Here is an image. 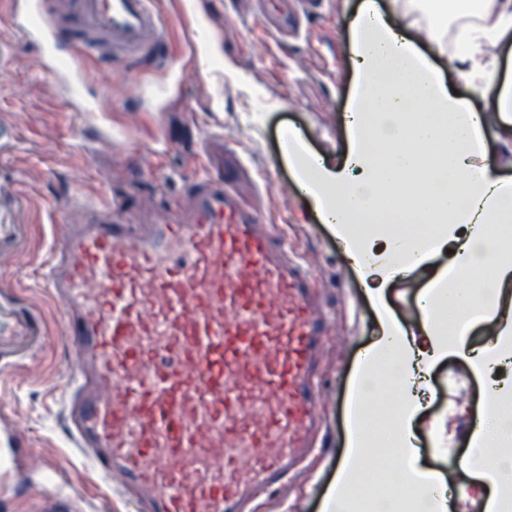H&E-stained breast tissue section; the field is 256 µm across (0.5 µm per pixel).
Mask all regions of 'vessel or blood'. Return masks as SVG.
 I'll return each mask as SVG.
<instances>
[{
	"label": "vessel or blood",
	"instance_id": "b4317fda",
	"mask_svg": "<svg viewBox=\"0 0 512 512\" xmlns=\"http://www.w3.org/2000/svg\"><path fill=\"white\" fill-rule=\"evenodd\" d=\"M299 0H263L282 34ZM16 27L40 63L93 112L83 61L105 37L112 58L163 52L152 0H78L72 43L44 0H22ZM45 285L61 304L78 374L68 414L94 469L135 491L147 512H245L313 450L317 357L327 333L311 275L231 183H197L189 210L140 233L110 207L56 239ZM61 483L47 463L10 462Z\"/></svg>",
	"mask_w": 512,
	"mask_h": 512
}]
</instances>
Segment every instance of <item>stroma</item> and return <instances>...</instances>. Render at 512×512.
Masks as SVG:
<instances>
[{"label": "stroma", "mask_w": 512, "mask_h": 512, "mask_svg": "<svg viewBox=\"0 0 512 512\" xmlns=\"http://www.w3.org/2000/svg\"><path fill=\"white\" fill-rule=\"evenodd\" d=\"M19 2L0 0V449L66 474L56 512H133L69 433L77 364L62 307L43 283L55 212L82 224L91 206L105 203L124 223L150 224L161 208H187L197 181L225 173L289 253L305 260L329 317L316 374L317 449L288 487L259 494L251 512H321L341 463L355 361L375 341L377 320L328 225L284 189L291 174L280 135L294 129L332 164L343 160L354 81L347 20L358 0H322L290 39L265 27L254 0H154L166 20V60L86 61L100 106L86 113L69 111L67 94L35 65L38 46L13 23ZM428 278L417 269L387 287L403 325L419 322L417 296ZM484 386L466 360L448 354L414 423L422 465L442 473L452 492L472 429L489 410ZM31 481L22 486L0 466V512H44L54 502L39 474Z\"/></svg>", "instance_id": "35a3bbf8"}]
</instances>
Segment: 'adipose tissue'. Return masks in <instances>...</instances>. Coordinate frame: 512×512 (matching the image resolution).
<instances>
[{
  "mask_svg": "<svg viewBox=\"0 0 512 512\" xmlns=\"http://www.w3.org/2000/svg\"><path fill=\"white\" fill-rule=\"evenodd\" d=\"M355 84L346 113L350 146L341 165L306 149L289 134L283 154L306 204L328 224L362 279H377L370 297L378 337L357 361L349 396L344 461L323 512H356L349 492L369 461L377 438L366 431L365 404L385 370L393 416L390 451L405 462L402 489L422 495L426 512H447L442 477L420 463L413 423L424 408L421 389L448 353L478 376L512 362V180L499 177L486 151V116L512 121V61L499 49L512 41V0H363L349 21ZM427 50H420L419 42ZM442 58L485 101L473 111L435 65ZM416 188L397 189L406 177ZM427 224L423 237L396 238L394 224ZM374 225L372 234L363 225ZM448 263H440L444 251ZM478 265L490 271L488 297L468 280ZM432 276L419 294L423 320L409 334L384 299L383 287L409 271ZM456 302L457 321L448 304ZM496 321L488 352L472 353L467 338L482 322Z\"/></svg>",
  "mask_w": 512,
  "mask_h": 512,
  "instance_id": "adipose-tissue-1",
  "label": "adipose tissue"
}]
</instances>
